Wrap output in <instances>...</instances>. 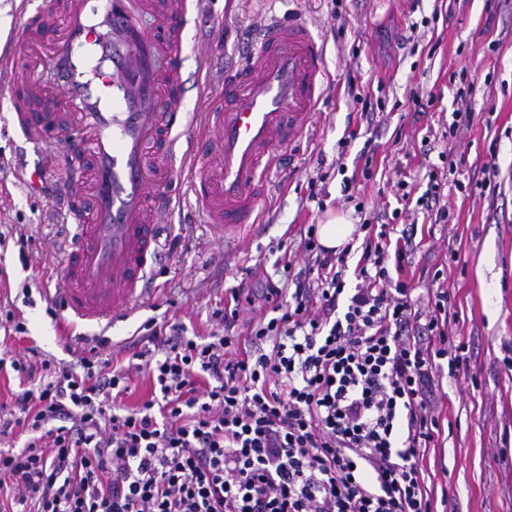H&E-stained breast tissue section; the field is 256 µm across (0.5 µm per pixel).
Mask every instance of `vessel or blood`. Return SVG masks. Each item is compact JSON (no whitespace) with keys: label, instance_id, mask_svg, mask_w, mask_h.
<instances>
[{"label":"vessel or blood","instance_id":"b4317fda","mask_svg":"<svg viewBox=\"0 0 512 512\" xmlns=\"http://www.w3.org/2000/svg\"><path fill=\"white\" fill-rule=\"evenodd\" d=\"M23 24L6 66L32 69L35 112L13 121L39 150L28 184L57 193L71 230L57 293L66 318H128L151 292L162 222L192 195L225 241L258 222L278 147L298 138L321 100L323 47L306 23L273 19L240 64L224 69L227 105L186 107L176 73L187 47L188 0H21ZM73 104L58 111L59 100Z\"/></svg>","mask_w":512,"mask_h":512}]
</instances>
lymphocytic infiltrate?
Segmentation results:
<instances>
[{"label": "lymphocytic infiltrate", "instance_id": "obj_1", "mask_svg": "<svg viewBox=\"0 0 512 512\" xmlns=\"http://www.w3.org/2000/svg\"><path fill=\"white\" fill-rule=\"evenodd\" d=\"M362 254L321 247L314 227L294 289L267 283L272 315L248 336H184L147 321L133 352L158 391L134 407L106 336L80 337L73 363L28 347L0 355L25 388L0 415V490L17 512H434L423 460L439 433L430 397L459 371L450 294L393 278L412 224L393 245L364 219ZM357 283L347 287V271Z\"/></svg>", "mask_w": 512, "mask_h": 512}]
</instances>
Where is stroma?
Segmentation results:
<instances>
[{
  "mask_svg": "<svg viewBox=\"0 0 512 512\" xmlns=\"http://www.w3.org/2000/svg\"><path fill=\"white\" fill-rule=\"evenodd\" d=\"M306 21L325 50V93L308 130L277 149L261 200L259 225L224 244L192 205L168 232L177 240L153 283L154 291L107 335L119 365H127L132 334L149 319L180 324L186 336L217 330L212 313L232 292L243 301L233 331L246 335L267 309V282L295 279L306 265L300 230L334 216L361 224L362 213L397 207L394 190L408 176L414 195L427 186L440 152L496 168L493 191L448 190L452 223L432 224L406 208L401 220L416 223L407 252L413 268L442 271L452 294L456 339L469 348L459 374H444L432 398L440 435L424 465L437 512H512V376L504 366L512 346V0H203L188 17L190 42L182 78L202 76L207 95L191 96L197 112L224 96V65L237 40L250 37L270 16ZM477 68L471 99L474 121L456 137L442 133L454 109L450 74ZM381 99L374 116L362 115L349 87ZM434 94L436 105L415 118L411 98ZM37 156L13 126L8 98L0 97V302L21 311L28 333L8 342L13 353L35 346L62 362L72 359L62 336L63 318L50 314L67 236L56 208L31 193L17 171ZM373 176L363 179V166ZM323 174L321 202L308 200V181ZM357 192L347 198L345 179ZM364 212H357L356 203ZM27 237L18 246L19 237ZM40 288L24 303V283Z\"/></svg>",
  "mask_w": 512,
  "mask_h": 512,
  "instance_id": "35a3bbf8",
  "label": "stroma"
}]
</instances>
